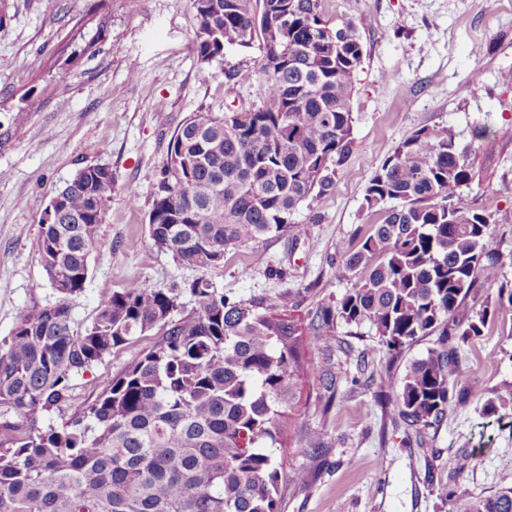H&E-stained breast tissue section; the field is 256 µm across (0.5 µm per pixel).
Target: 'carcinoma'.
Segmentation results:
<instances>
[{"label":"carcinoma","instance_id":"carcinoma-1","mask_svg":"<svg viewBox=\"0 0 512 512\" xmlns=\"http://www.w3.org/2000/svg\"><path fill=\"white\" fill-rule=\"evenodd\" d=\"M202 67L229 47L258 44L260 98L224 112L200 107L173 136L154 184L149 236L185 267L208 250L280 232L299 206L330 193L354 146L352 101L363 60L358 24L331 25L323 0H189ZM288 19V33H276ZM469 151L439 127L404 139L370 178L366 209L383 221L343 247L338 280H357L303 336L291 293L237 299L201 279L188 288L136 283L75 326L112 169L89 165L56 191L62 211L41 221V265L59 295L25 310L0 341V512H278L285 423L295 417L306 352L336 343V326L368 324L391 356L424 336L392 400L417 429L440 422L461 371L456 346L512 310L499 277L493 215L467 207ZM496 286L477 310L470 295ZM192 297L181 310L183 293ZM154 329V344L58 427L74 374ZM460 512H512V487L472 497Z\"/></svg>","mask_w":512,"mask_h":512}]
</instances>
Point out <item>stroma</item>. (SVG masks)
<instances>
[{"mask_svg": "<svg viewBox=\"0 0 512 512\" xmlns=\"http://www.w3.org/2000/svg\"><path fill=\"white\" fill-rule=\"evenodd\" d=\"M329 19L364 21L355 75V146L332 193L301 206L288 229L228 248L206 271L156 248L148 216L174 132L199 107L258 98V48L226 50L201 69L192 50L189 0H0V340L32 306L55 304L37 254L39 225L57 188L90 164L112 170V206L100 226L78 326L129 283L145 289L197 279L244 299L291 292L309 329L318 310L353 288L334 269L342 244L380 216L364 207L370 177L397 145L442 127L474 145L476 178L464 196L495 219L501 279L512 282V0H326ZM40 68H32L33 58ZM240 82L227 89L224 72ZM486 138L475 139L481 127ZM146 333L73 376L69 398L46 413L61 425L154 341ZM436 345L420 339L390 359L369 325L338 326L331 347L308 353L298 414L282 434L279 512H456L459 500L512 485V418H481L480 401L455 403L438 425L407 426L379 397L380 374L401 381ZM454 389L483 399L512 394V317L461 344ZM319 434L315 452L300 441ZM465 464L448 470L449 457Z\"/></svg>", "mask_w": 512, "mask_h": 512, "instance_id": "stroma-1", "label": "stroma"}]
</instances>
